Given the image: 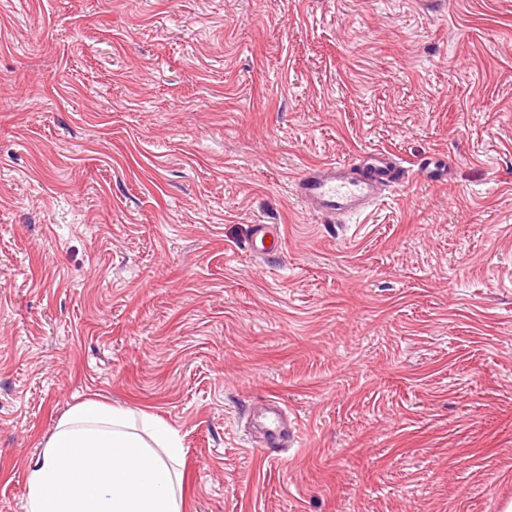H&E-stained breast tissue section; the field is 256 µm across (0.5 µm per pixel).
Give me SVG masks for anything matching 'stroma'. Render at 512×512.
I'll return each mask as SVG.
<instances>
[{"label":"stroma","instance_id":"35a3bbf8","mask_svg":"<svg viewBox=\"0 0 512 512\" xmlns=\"http://www.w3.org/2000/svg\"><path fill=\"white\" fill-rule=\"evenodd\" d=\"M378 153L448 178L296 196ZM94 394L177 432L184 512H503L512 0H0V512ZM361 168L313 164L296 184L297 195L318 213L336 219L365 213L390 187L404 181L405 170L384 155L370 156ZM270 224H262L251 239V247L254 252L263 257L276 252L282 247V234L280 227H269ZM264 419L260 448L265 455L278 453L281 448H285L288 442L298 438L299 430L291 421L288 422L277 402L268 400Z\"/></svg>","mask_w":512,"mask_h":512}]
</instances>
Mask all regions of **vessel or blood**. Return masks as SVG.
<instances>
[{"label": "vessel or blood", "mask_w": 512, "mask_h": 512, "mask_svg": "<svg viewBox=\"0 0 512 512\" xmlns=\"http://www.w3.org/2000/svg\"><path fill=\"white\" fill-rule=\"evenodd\" d=\"M405 170L383 155L355 169L333 163L307 167L296 184L298 196L318 213L328 217L365 213L390 187L403 182ZM280 228L260 225L251 239L257 255L266 256L282 247ZM261 448L272 455L298 436L296 427L288 422L277 402L267 404Z\"/></svg>", "instance_id": "1"}]
</instances>
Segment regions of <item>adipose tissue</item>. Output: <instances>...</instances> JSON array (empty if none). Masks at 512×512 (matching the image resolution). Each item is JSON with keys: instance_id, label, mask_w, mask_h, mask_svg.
<instances>
[{"instance_id": "1", "label": "adipose tissue", "mask_w": 512, "mask_h": 512, "mask_svg": "<svg viewBox=\"0 0 512 512\" xmlns=\"http://www.w3.org/2000/svg\"><path fill=\"white\" fill-rule=\"evenodd\" d=\"M183 453L162 420L81 401L59 419L31 467L26 512H184L174 469Z\"/></svg>"}]
</instances>
